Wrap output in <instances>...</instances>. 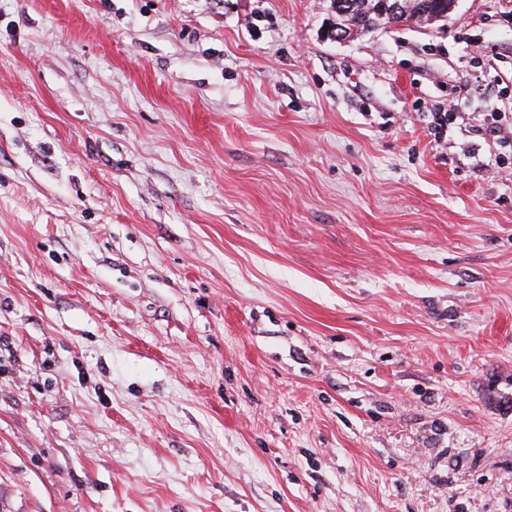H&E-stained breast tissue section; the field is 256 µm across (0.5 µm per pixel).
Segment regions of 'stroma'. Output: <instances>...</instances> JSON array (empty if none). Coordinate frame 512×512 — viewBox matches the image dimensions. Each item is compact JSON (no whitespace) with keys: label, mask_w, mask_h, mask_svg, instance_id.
<instances>
[{"label":"stroma","mask_w":512,"mask_h":512,"mask_svg":"<svg viewBox=\"0 0 512 512\" xmlns=\"http://www.w3.org/2000/svg\"><path fill=\"white\" fill-rule=\"evenodd\" d=\"M329 5L0 0V512H512V0ZM350 2L348 5L349 12L345 15L343 14L342 8L343 3L339 1H330V10L332 8L333 2V10H331V16L333 19V23L335 27L332 29L333 32L338 33L339 31L345 33L351 39L358 38L365 34L366 31H370L375 27L368 26H376L380 25L382 22L384 24H389L391 18L389 17H381L378 13V4L379 0H347ZM337 12V13H336ZM339 13V14H338ZM334 39L340 41L348 40L347 36L339 33L331 35ZM510 112H501V107L498 104H494L490 110L486 112H454L455 108L452 105L448 106V109L444 106L434 107L432 111V117L434 123L443 130L444 128H448V130L454 125L461 114H468L471 121H475V132L478 135H481L485 140L500 144H505L510 147V154L503 155L499 154L495 157L494 162L498 165L499 169H509L511 175L512 162H511V148H512V137L506 136L504 123L510 121V134L512 133V123H511V102H510Z\"/></svg>","instance_id":"35a3bbf8"}]
</instances>
